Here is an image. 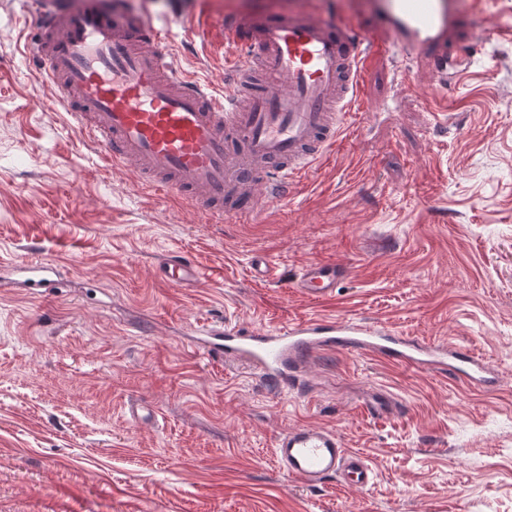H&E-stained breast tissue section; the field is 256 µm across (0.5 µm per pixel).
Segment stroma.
Instances as JSON below:
<instances>
[{
    "mask_svg": "<svg viewBox=\"0 0 512 512\" xmlns=\"http://www.w3.org/2000/svg\"><path fill=\"white\" fill-rule=\"evenodd\" d=\"M167 29L163 49L223 87L236 14L347 19L374 48L361 108L328 165L287 203L216 222L104 171L25 51L40 18L0 0V262L54 261L66 288H0V512H512V0H459L463 79L434 91L364 0H118ZM210 277L172 287V253ZM277 277L258 280L257 257ZM313 262L341 264L336 295L303 298ZM352 316L483 353L487 388L366 353L307 363L306 394L274 396L241 362L208 359L202 325L277 329ZM383 395L392 411H365ZM131 402L157 413L141 425ZM296 424L364 454L366 490L289 478L272 448Z\"/></svg>",
    "mask_w": 512,
    "mask_h": 512,
    "instance_id": "stroma-1",
    "label": "stroma"
}]
</instances>
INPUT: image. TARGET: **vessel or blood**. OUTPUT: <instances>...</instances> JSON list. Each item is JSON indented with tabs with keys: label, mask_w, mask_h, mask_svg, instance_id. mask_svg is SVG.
I'll return each instance as SVG.
<instances>
[{
	"label": "vessel or blood",
	"mask_w": 512,
	"mask_h": 512,
	"mask_svg": "<svg viewBox=\"0 0 512 512\" xmlns=\"http://www.w3.org/2000/svg\"><path fill=\"white\" fill-rule=\"evenodd\" d=\"M457 0H375L382 27L425 58L435 86L449 70L464 74L466 49L455 46ZM30 51L84 138L113 170L134 166L150 186L194 199L213 217H239L287 203L294 177L321 168L347 128L371 45L346 21L308 13L237 15L224 20L228 76L217 89L159 50L160 29L146 19L105 11L100 0H42ZM14 285L58 287L57 263L14 262ZM169 285L208 278L186 255L161 266ZM332 263L307 265L298 293L329 300L343 276ZM215 359L249 364L262 381L302 390V366L326 350L369 352L395 363L489 384L485 365L447 342H415L355 317L311 318L275 330L227 325L199 331ZM274 455L288 477L315 487L335 479L366 489L375 472L331 429L297 425L281 433Z\"/></svg>",
	"instance_id": "b4317fda"
}]
</instances>
